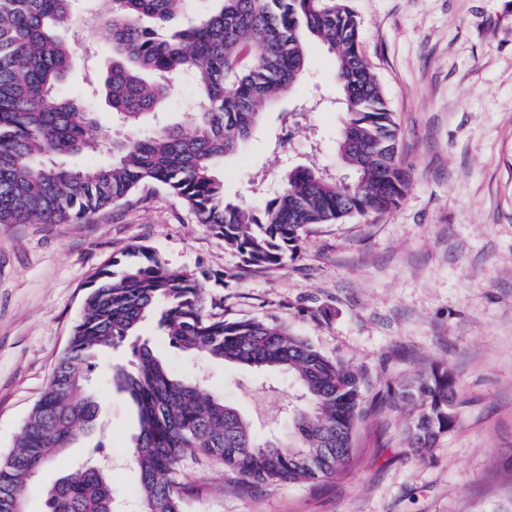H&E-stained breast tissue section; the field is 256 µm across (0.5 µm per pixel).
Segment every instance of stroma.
Masks as SVG:
<instances>
[{"mask_svg": "<svg viewBox=\"0 0 512 512\" xmlns=\"http://www.w3.org/2000/svg\"><path fill=\"white\" fill-rule=\"evenodd\" d=\"M348 5L400 129L412 174L404 198L382 215L310 226L300 252L265 269L245 265L158 185L86 221L0 224V458L68 347L89 276L146 244L196 275L212 318L284 328L369 374L372 410L345 474L245 491L221 467L189 461L180 472L192 489L186 512H512V0ZM61 33L76 49L65 87L90 95L110 32L90 0H76ZM334 71V58L310 45L296 91L265 108L221 167L226 198L264 204L278 186L274 172L310 163L345 177ZM141 333L175 375L200 379L242 412L251 410V388L266 390L271 412L295 391L284 375L175 348L153 324ZM128 358L121 347L84 368L104 397L96 429L27 488L30 512L99 442L119 512H135L139 475L128 455L137 416L108 388L113 365ZM436 363L457 378V423L421 461L406 447L407 412L375 402Z\"/></svg>", "mask_w": 512, "mask_h": 512, "instance_id": "obj_1", "label": "stroma"}]
</instances>
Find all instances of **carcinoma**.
Instances as JSON below:
<instances>
[{"instance_id":"cac0c4a2","label":"carcinoma","mask_w":512,"mask_h":512,"mask_svg":"<svg viewBox=\"0 0 512 512\" xmlns=\"http://www.w3.org/2000/svg\"><path fill=\"white\" fill-rule=\"evenodd\" d=\"M75 0H0V224H68L120 205L156 184L176 195L197 223L243 262L280 266L307 226L383 214L404 197L411 176L383 88L360 50L359 22L347 0H219L195 22L193 0H106L112 63L100 79L118 138L92 104L62 90L74 57L59 24ZM311 41L334 55L345 123L338 152L352 176L316 166L280 176L260 208L224 197L216 168L248 141L261 110L294 89ZM195 95L189 126L142 125L163 111L177 82ZM92 149L111 159L73 169ZM83 314L43 396L0 461V512H29L28 473L93 429L102 397L84 386L82 366L100 350L137 335L153 318L177 348L205 358L285 373L288 433L260 434L253 422L200 381L174 375L148 341L136 342L111 384L138 410L131 461L140 475L139 512H186L178 481L186 460L216 463L248 491L316 483L344 474L357 424L370 411L362 369L333 361L306 338L261 321L224 322L205 313L196 277L169 266L146 245L131 246L88 278ZM457 382L435 365L380 398L408 408V450L424 459L456 426ZM106 467L94 462L61 478L42 512H112Z\"/></svg>"}]
</instances>
